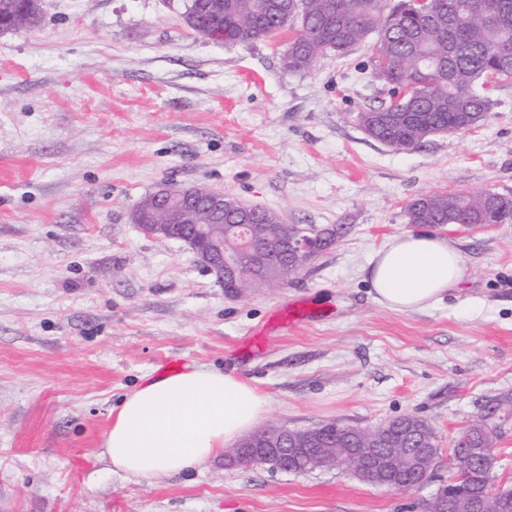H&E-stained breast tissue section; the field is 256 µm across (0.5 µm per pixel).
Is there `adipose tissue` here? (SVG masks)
I'll return each mask as SVG.
<instances>
[{
	"label": "adipose tissue",
	"instance_id": "obj_1",
	"mask_svg": "<svg viewBox=\"0 0 512 512\" xmlns=\"http://www.w3.org/2000/svg\"><path fill=\"white\" fill-rule=\"evenodd\" d=\"M365 274L374 301L402 313L442 301L467 276L457 244L424 232L391 237ZM268 407L264 394L230 372L193 367L147 373L118 405L101 456L113 472L159 480L209 462L255 427Z\"/></svg>",
	"mask_w": 512,
	"mask_h": 512
}]
</instances>
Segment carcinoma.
I'll use <instances>...</instances> for the list:
<instances>
[{
  "instance_id": "obj_1",
  "label": "carcinoma",
  "mask_w": 512,
  "mask_h": 512,
  "mask_svg": "<svg viewBox=\"0 0 512 512\" xmlns=\"http://www.w3.org/2000/svg\"><path fill=\"white\" fill-rule=\"evenodd\" d=\"M185 10L197 20L224 29L228 43H249L286 28L296 29L285 57L289 69L309 68L329 52L347 55L374 34L371 55L361 70L381 85L380 105L360 113L372 139L397 150L419 146L429 137L466 131L486 120L491 100L482 92L490 82H507L501 62L512 60V0H189ZM42 22L41 0H0V23L12 30ZM387 57L379 74L376 55ZM410 224H503L512 220V196L424 193L405 208ZM351 231L348 224L318 229L323 249ZM255 236L269 241L288 238L290 225L266 211L253 226ZM302 266L283 249L265 285L288 282ZM512 425V394L481 401L474 419L451 441L452 465L471 466L474 484L494 500L508 491L483 479V449L493 448ZM435 444L431 427L419 417L399 416L361 427L330 420L305 429L298 448H409L421 452Z\"/></svg>"
}]
</instances>
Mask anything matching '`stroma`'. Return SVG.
I'll return each instance as SVG.
<instances>
[{"label":"stroma","instance_id":"stroma-1","mask_svg":"<svg viewBox=\"0 0 512 512\" xmlns=\"http://www.w3.org/2000/svg\"><path fill=\"white\" fill-rule=\"evenodd\" d=\"M184 4L42 0L39 28L0 31V512H425L478 399L512 393V223L434 226L467 279L419 312L374 302L364 268L420 194L512 195V85L479 126L397 151L358 119L381 98L355 76L370 43L292 71L293 30L214 43ZM164 185L352 231L288 284L230 297L184 242L132 223ZM293 303L304 323L246 347ZM172 359L256 385L264 424L415 415L444 455L407 490L220 457L154 481L108 470L112 408Z\"/></svg>","mask_w":512,"mask_h":512}]
</instances>
